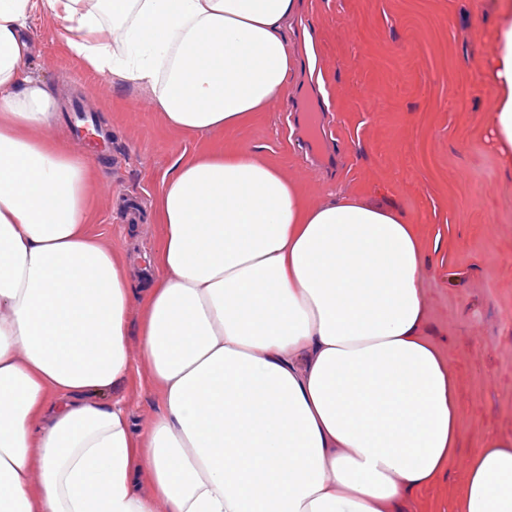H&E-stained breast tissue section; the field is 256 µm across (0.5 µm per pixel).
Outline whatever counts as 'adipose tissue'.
Instances as JSON below:
<instances>
[{
  "instance_id": "1",
  "label": "adipose tissue",
  "mask_w": 512,
  "mask_h": 512,
  "mask_svg": "<svg viewBox=\"0 0 512 512\" xmlns=\"http://www.w3.org/2000/svg\"><path fill=\"white\" fill-rule=\"evenodd\" d=\"M94 71L198 134L282 94L300 0H0V512H414L460 442L456 379L425 332L404 213L306 207L248 154L163 182L156 275L132 288L88 231L93 163L35 138L56 101L24 72L36 6ZM492 132L512 156V7ZM161 409L134 433L128 313ZM449 512H512V442L470 458Z\"/></svg>"
}]
</instances>
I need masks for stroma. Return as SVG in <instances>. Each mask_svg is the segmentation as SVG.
<instances>
[{
  "label": "stroma",
  "mask_w": 512,
  "mask_h": 512,
  "mask_svg": "<svg viewBox=\"0 0 512 512\" xmlns=\"http://www.w3.org/2000/svg\"><path fill=\"white\" fill-rule=\"evenodd\" d=\"M501 0H302L284 33L298 59L281 96L221 135L166 125L137 83L94 72L42 11L26 70L58 103L41 138L82 148L72 105L100 115L112 144L94 160L90 231L127 257L131 287L161 243L153 201L183 155L248 151L323 205L356 195L403 212L426 261L431 338L451 362L462 410L454 470L512 438V159L494 142L489 64ZM129 314L130 377L116 390L136 432L161 408Z\"/></svg>",
  "instance_id": "35a3bbf8"
}]
</instances>
